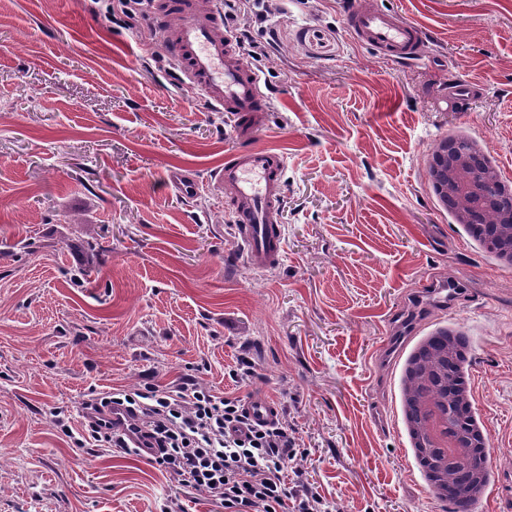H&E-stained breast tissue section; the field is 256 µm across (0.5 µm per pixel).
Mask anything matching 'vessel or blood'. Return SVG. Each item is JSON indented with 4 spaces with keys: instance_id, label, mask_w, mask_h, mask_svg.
<instances>
[{
    "instance_id": "1",
    "label": "vessel or blood",
    "mask_w": 512,
    "mask_h": 512,
    "mask_svg": "<svg viewBox=\"0 0 512 512\" xmlns=\"http://www.w3.org/2000/svg\"><path fill=\"white\" fill-rule=\"evenodd\" d=\"M222 15L221 0H153L151 5L153 24L178 63L181 81L216 109L235 113L237 134L246 140L262 126L268 98L260 74L244 62ZM346 24L359 42L399 59L418 56L426 42L415 21L380 9L349 13ZM286 168L283 153L249 147L228 152L219 172L233 191L237 240L258 270L273 268L282 258L280 204ZM245 410L253 425H270L279 417L278 405L261 395L248 400Z\"/></svg>"
}]
</instances>
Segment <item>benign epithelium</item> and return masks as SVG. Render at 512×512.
Here are the masks:
<instances>
[{"instance_id": "1", "label": "benign epithelium", "mask_w": 512, "mask_h": 512, "mask_svg": "<svg viewBox=\"0 0 512 512\" xmlns=\"http://www.w3.org/2000/svg\"><path fill=\"white\" fill-rule=\"evenodd\" d=\"M458 142L459 145L450 147L445 139L435 145L427 171L428 181L440 201L452 202L456 223L495 225L492 248L501 260L512 264V212L497 209L492 197L494 192L512 196V181L504 180L478 142L463 138ZM457 335L456 331L447 332L446 350L427 344L421 363L403 377V410L412 445L421 451L437 447L438 435L433 422L413 418L415 405L446 400L453 408L470 407L468 391L462 384H452L448 394L439 397L431 388L436 379L446 380L459 372ZM488 445L486 430L474 419L464 431L448 438L444 444L448 448L447 457L437 459L431 468L433 491L443 494L452 488L463 501L480 498L488 481Z\"/></svg>"}]
</instances>
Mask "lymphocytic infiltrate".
<instances>
[{
    "label": "lymphocytic infiltrate",
    "instance_id": "1",
    "mask_svg": "<svg viewBox=\"0 0 512 512\" xmlns=\"http://www.w3.org/2000/svg\"><path fill=\"white\" fill-rule=\"evenodd\" d=\"M128 406L134 422L145 424L144 447L114 437L102 407ZM80 428L64 411L53 422L77 447L87 440L119 456L147 458L185 487L204 491L223 512H327L301 470L284 478L296 442L278 426L252 427L240 400L194 382L92 393L82 402Z\"/></svg>",
    "mask_w": 512,
    "mask_h": 512
}]
</instances>
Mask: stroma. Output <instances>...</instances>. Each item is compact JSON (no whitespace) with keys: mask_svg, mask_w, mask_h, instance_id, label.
I'll return each instance as SVG.
<instances>
[{"mask_svg":"<svg viewBox=\"0 0 512 512\" xmlns=\"http://www.w3.org/2000/svg\"><path fill=\"white\" fill-rule=\"evenodd\" d=\"M106 5L0 0V512H213L147 459L75 447L52 422L90 391L187 375L274 399L328 512H452L401 405L409 353L441 326L467 340L489 434L470 512H512V265L427 181L432 147L458 136L512 181V0H276L249 140L288 159L285 253L266 271L214 177L235 116L181 83L161 39L143 45L150 17L129 29ZM350 8L418 23L423 58L358 42ZM454 78L479 90L451 112ZM448 277L461 295L443 310L426 289Z\"/></svg>","mask_w":512,"mask_h":512,"instance_id":"obj_1","label":"stroma"}]
</instances>
